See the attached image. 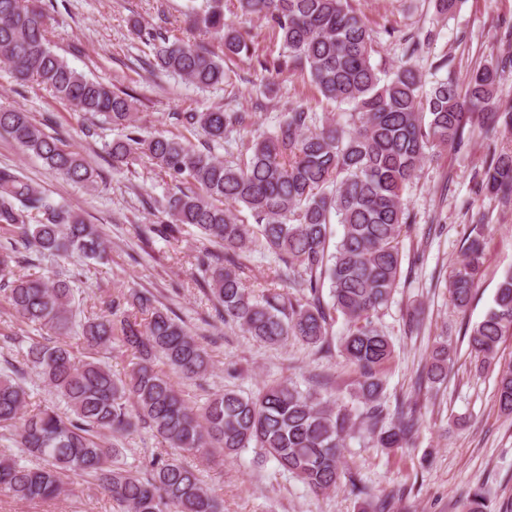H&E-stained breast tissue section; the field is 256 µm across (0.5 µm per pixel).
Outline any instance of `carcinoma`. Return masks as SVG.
Here are the masks:
<instances>
[{"label":"carcinoma","mask_w":512,"mask_h":512,"mask_svg":"<svg viewBox=\"0 0 512 512\" xmlns=\"http://www.w3.org/2000/svg\"><path fill=\"white\" fill-rule=\"evenodd\" d=\"M237 4L281 39L277 64L262 65L264 92L273 93L275 76L298 65L338 110L320 117L302 103L289 107L273 131L247 141L241 163H226L212 149L246 128V112L176 113L185 129L205 134L200 148L163 134L140 137L133 97L86 77L53 50L43 0H0V56L18 78L125 130L108 145L112 167L146 155L159 174L188 185L168 197V219L153 232L167 239L188 224L224 249L221 263L207 251L197 262L224 322L260 344L294 340L318 346L342 317L346 333L340 352L358 373L352 397L359 413L286 379L253 395L226 389L201 406L190 405L171 374L194 380L208 372L212 358L152 293L128 288L99 294L108 313L78 320L67 281L15 276L21 247L104 261L110 245L97 225L51 201L21 170L0 168V228L11 233L8 244L0 245V297L25 323L59 337L29 338L23 368L0 373V429L21 449L18 456H0V491L19 501L58 498L76 475L91 478L124 512H223L222 502L181 456L214 448L233 456L258 448L315 495L344 485L360 500V512L390 510L394 495H372L344 470L341 455L358 418L376 446L389 451L406 447L417 423L412 410L392 417L385 412L382 371L394 349L375 320L399 282L400 237L410 220L402 193L430 156L459 146L465 135H487L498 125L512 131V109L491 111L498 77L492 63L471 70L464 84L450 76L429 83L402 59L388 69L375 64L378 43L352 0ZM200 18L223 46L222 54L166 32L145 34L161 71L204 89L224 83V57L247 54L250 46L224 21V0H204ZM0 132L71 181L96 187L97 174L85 158L47 134L29 113L0 105ZM481 188L512 200V152L491 159ZM240 208L249 210L254 224L240 221L235 214ZM334 220L343 233L331 252ZM254 252L274 255L275 278L298 283L308 294L298 298L274 288L255 296L242 278L244 261ZM483 259L478 233L468 239L463 260L448 277L460 311L471 301ZM325 287L329 304L322 296ZM506 335H512V272L469 331L470 354L480 367L496 358ZM115 344L136 359L123 378L102 360ZM449 361L442 344L422 374L440 382L448 376ZM31 374L52 388L62 405H32L20 381ZM495 398L500 411L511 415L512 362L498 371ZM141 428L168 449L137 470L122 461L119 439ZM466 512H491L481 489L468 492Z\"/></svg>","instance_id":"1"}]
</instances>
